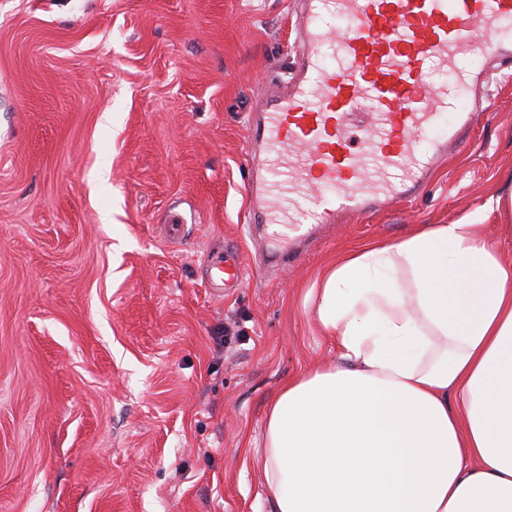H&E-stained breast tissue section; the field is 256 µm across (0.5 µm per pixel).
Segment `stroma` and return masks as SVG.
<instances>
[{"label": "stroma", "mask_w": 512, "mask_h": 512, "mask_svg": "<svg viewBox=\"0 0 512 512\" xmlns=\"http://www.w3.org/2000/svg\"><path fill=\"white\" fill-rule=\"evenodd\" d=\"M298 11L0 0V512H269L268 406L338 359L309 289L512 171L511 74L418 197L270 263L244 120L294 62ZM218 252L245 268L221 293Z\"/></svg>", "instance_id": "1"}]
</instances>
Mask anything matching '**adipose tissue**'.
Returning a JSON list of instances; mask_svg holds the SVG:
<instances>
[{
  "label": "adipose tissue",
  "mask_w": 512,
  "mask_h": 512,
  "mask_svg": "<svg viewBox=\"0 0 512 512\" xmlns=\"http://www.w3.org/2000/svg\"><path fill=\"white\" fill-rule=\"evenodd\" d=\"M488 209L511 218L512 189L322 276L339 359L268 407L272 512H512V263L483 235Z\"/></svg>",
  "instance_id": "ef3b65f1"
}]
</instances>
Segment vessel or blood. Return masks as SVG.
<instances>
[{"instance_id": "obj_1", "label": "vessel or blood", "mask_w": 512, "mask_h": 512, "mask_svg": "<svg viewBox=\"0 0 512 512\" xmlns=\"http://www.w3.org/2000/svg\"><path fill=\"white\" fill-rule=\"evenodd\" d=\"M334 20L344 26L337 39ZM293 50L288 85L259 101L248 126L252 221L290 225V236L274 234L280 245L419 191L485 112L489 76L512 66V0H301ZM478 51L483 63L462 67ZM434 69L455 72V82L427 84ZM446 112L459 122L442 132ZM281 195L307 205L274 208ZM210 279L240 281L241 266L217 259Z\"/></svg>"}]
</instances>
